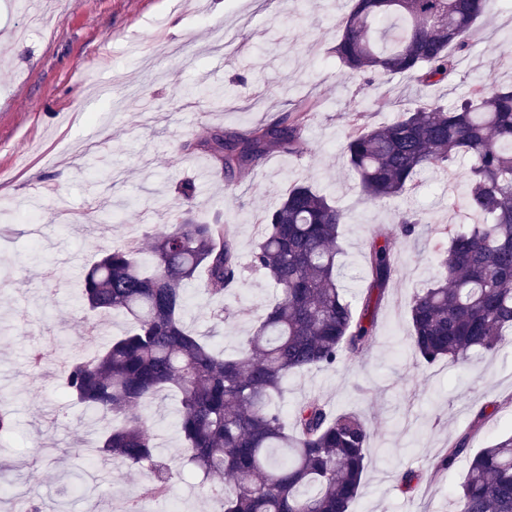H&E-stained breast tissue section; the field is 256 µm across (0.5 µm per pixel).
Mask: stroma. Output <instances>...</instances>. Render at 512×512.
Here are the masks:
<instances>
[{
	"label": "stroma",
	"instance_id": "stroma-1",
	"mask_svg": "<svg viewBox=\"0 0 512 512\" xmlns=\"http://www.w3.org/2000/svg\"><path fill=\"white\" fill-rule=\"evenodd\" d=\"M38 2L34 23L19 0H0V322L11 324L0 331V392L13 420V457L0 460V484L14 494L0 501V512H14L21 496L42 512H126L135 500L143 512H210L209 486L181 459L176 394L163 393L144 409L175 469L167 498L144 502L145 471L87 459L97 428L88 408L65 393L62 363L48 350L61 337L81 358L125 329L122 316L81 305L84 272L102 252L172 223L182 210L173 188L187 178L197 185L190 218L234 225L246 266L224 298L223 320L214 319L215 302L200 282L189 287L187 326L228 355L276 297L267 277L247 264L257 215L289 188L310 185L347 212L338 261L357 301L378 227L394 225L404 210L424 217L418 235L389 239L395 273L377 310L372 349L289 377L284 408L317 395L368 422L369 465L350 512H452L468 459L440 470L449 438L468 435L475 453L512 433V342L468 365L427 367L410 349L407 301L436 268L431 227L463 221L464 170L424 172L398 200H361L342 149L344 114L372 102L380 80L345 78L332 52L349 0ZM507 41L512 5L490 0L452 81L421 90L395 77L397 104L368 110L367 122L388 123L421 98L455 104L479 77L512 82V60L501 54ZM308 92L322 109L300 155L273 152L229 178L213 172L205 153L185 148L218 127L233 132L266 122ZM94 156L110 163L109 179L87 172ZM33 347L48 350L37 368L26 358ZM404 469L416 474L413 490L401 485ZM71 470L83 473L84 492L69 491Z\"/></svg>",
	"mask_w": 512,
	"mask_h": 512
}]
</instances>
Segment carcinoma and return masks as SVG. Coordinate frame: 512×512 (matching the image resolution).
Returning <instances> with one entry per match:
<instances>
[{"label":"carcinoma","mask_w":512,"mask_h":512,"mask_svg":"<svg viewBox=\"0 0 512 512\" xmlns=\"http://www.w3.org/2000/svg\"><path fill=\"white\" fill-rule=\"evenodd\" d=\"M486 8L487 0H352L333 52L347 75L381 77L375 104L389 105L395 76L448 82ZM320 106L304 95L268 123L215 130L196 147L226 175L272 152L299 155ZM364 118L357 106L346 113L343 150L366 201L401 197L416 189L422 172L465 161L463 207L484 218L464 229H434L436 273L408 302L415 357L427 365L468 364L495 351L512 336V85L486 77L451 107L427 100L378 127ZM196 193L192 180L174 189L187 207ZM346 222L327 195L304 184L256 219L250 265L269 278L278 298L225 357L184 316L190 283L200 279L208 296L223 297L241 280L232 225L180 215L149 238L148 250L131 239L88 267L84 305L126 317L127 328L83 358L68 357L61 342L55 351L66 391L110 421L88 447L148 471L141 499H165L174 476L141 407L173 390L186 457L211 483L217 512H350L368 464L369 425L331 412L316 396L290 419L280 406L288 376L361 356L373 342L375 310L394 261L388 242L373 239L363 305L349 299L336 260ZM422 223L412 211L398 214L405 237ZM466 450V438H449L439 468ZM455 501V512H512V434L469 459Z\"/></svg>","instance_id":"carcinoma-1"}]
</instances>
